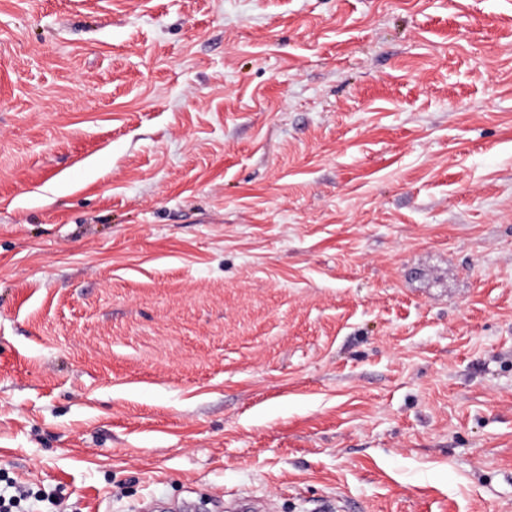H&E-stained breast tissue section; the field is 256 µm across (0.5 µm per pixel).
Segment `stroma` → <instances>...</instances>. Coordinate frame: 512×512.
I'll return each instance as SVG.
<instances>
[{"mask_svg":"<svg viewBox=\"0 0 512 512\" xmlns=\"http://www.w3.org/2000/svg\"><path fill=\"white\" fill-rule=\"evenodd\" d=\"M512 512V0H0V497Z\"/></svg>","mask_w":512,"mask_h":512,"instance_id":"1","label":"stroma"}]
</instances>
